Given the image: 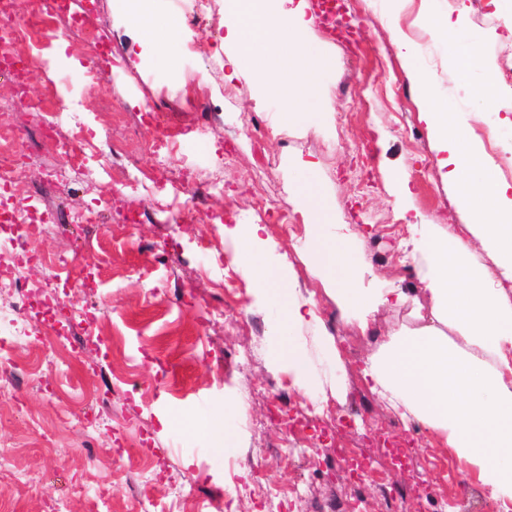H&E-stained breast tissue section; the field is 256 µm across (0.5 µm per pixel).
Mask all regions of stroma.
I'll return each mask as SVG.
<instances>
[{
    "instance_id": "1",
    "label": "stroma",
    "mask_w": 512,
    "mask_h": 512,
    "mask_svg": "<svg viewBox=\"0 0 512 512\" xmlns=\"http://www.w3.org/2000/svg\"><path fill=\"white\" fill-rule=\"evenodd\" d=\"M70 3L74 15L98 30L97 48L74 51L77 34H63L25 80L0 73V110L20 134L36 137L40 131L23 102L44 97L51 86L59 91L58 129L80 148L90 175L56 204L98 212L99 221L51 230L32 247L91 271L93 289L69 288L62 298L71 309L93 305L97 311L61 334L1 341L14 350L16 363L0 364V377L17 383L0 391V490L6 495L0 505L6 512H314L352 487L340 468L315 476V449L333 440L368 457L365 497L372 512H434L435 502L387 496L418 475L434 494L446 496L445 512H458L456 471L467 480L471 512H490L494 498L478 466L453 456L430 429L416 434L401 466L363 440L371 425L397 421L406 428L411 420L373 391L362 361L401 330L434 325L448 338L457 336L431 314L421 280L425 257L412 244L415 226L462 227L476 260L493 278L501 276L473 232L472 213L458 206L439 167L419 93L388 30L392 0H348L356 28L351 43L312 24L306 39L332 66L319 98L290 126L279 121L276 91L238 64V47L226 34L213 37L221 67L201 103L167 80L174 54L154 55L151 37L113 0ZM475 39L484 41L498 71H512V0H481L480 10H469L457 45ZM118 53L128 66L126 81L104 78L88 88V62L106 69ZM457 61L441 43L434 60L419 65L432 80L435 100L468 111L474 106L469 89L484 74L476 66L457 71ZM149 99L175 133L160 153L152 147L154 118L143 109ZM75 115L81 128L71 122ZM256 115L268 127L258 138L246 133ZM109 145L120 149V162L145 174L188 170L205 181L222 170L224 188L206 203L209 221H181L186 197L171 186L115 185ZM252 169L270 170L278 188L263 215L240 182ZM401 176L410 187L405 199ZM306 184L317 190L321 210H310L300 195ZM286 208L298 214L302 236L280 232L275 216ZM228 224L264 226L271 241L267 261L314 305L316 321L291 331L306 365L302 375L280 356L272 333L276 304L258 295L243 259L224 242ZM330 237L359 266L357 287L371 294L401 291L407 303L381 307L361 326L323 270L320 247ZM165 242L169 256L153 252ZM406 258L407 275L400 271ZM332 312L340 319L335 333L327 325ZM352 336L359 339L356 367L335 350ZM284 379L293 400L306 406H345L364 393L368 417L350 413L339 426L319 418L289 437L272 418L280 404L268 392ZM245 391L254 394L246 403L240 400ZM238 402L243 410L226 414L232 446L215 449L204 430L187 429V422L225 414ZM255 468L280 487L281 499L255 485L230 495L235 479Z\"/></svg>"
}]
</instances>
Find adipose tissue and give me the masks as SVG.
Masks as SVG:
<instances>
[{
  "label": "adipose tissue",
  "mask_w": 512,
  "mask_h": 512,
  "mask_svg": "<svg viewBox=\"0 0 512 512\" xmlns=\"http://www.w3.org/2000/svg\"><path fill=\"white\" fill-rule=\"evenodd\" d=\"M293 0H240L229 34L239 43L253 74L273 82L283 101L282 125L297 123L311 102L317 100L329 59L306 42L309 22ZM391 37L408 68L422 102V114L447 167V180L458 204L474 210L483 244L492 251L502 281L469 260L468 245L452 232L425 236L427 266L422 281L430 295L434 316L452 321L462 332V345L426 326L412 334L388 337L364 370L381 394L391 395L407 414L445 438L458 458L479 463L480 476L492 495L512 498V186L491 178V160L468 136L463 113L437 104L431 94L430 76L414 64L416 47L398 22L390 24ZM278 46L275 57L265 47ZM468 63L485 74L470 95L482 108L496 111V64L480 44H472ZM258 224H228L224 237L245 246V271L263 297L275 299L279 313L274 325L282 352L291 363L299 355L289 336L292 327L313 317L312 308L288 288L283 277L264 260L269 243ZM322 264L337 281L346 303L365 312L379 305L376 297L357 288L358 266L344 245L334 239L321 245Z\"/></svg>",
  "instance_id": "adipose-tissue-1"
}]
</instances>
